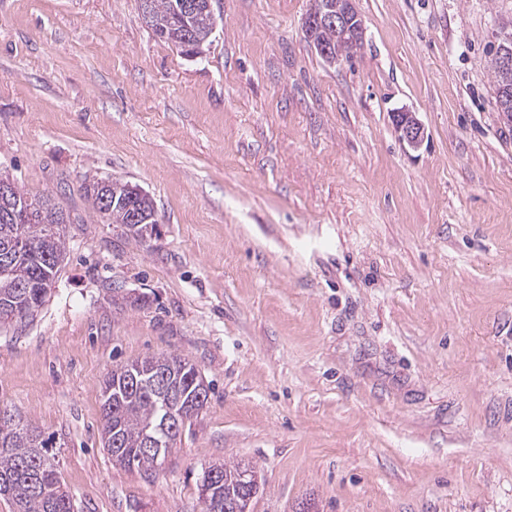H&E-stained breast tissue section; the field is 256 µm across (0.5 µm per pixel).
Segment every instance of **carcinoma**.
<instances>
[{
    "instance_id": "obj_1",
    "label": "carcinoma",
    "mask_w": 512,
    "mask_h": 512,
    "mask_svg": "<svg viewBox=\"0 0 512 512\" xmlns=\"http://www.w3.org/2000/svg\"><path fill=\"white\" fill-rule=\"evenodd\" d=\"M182 0H142L143 10L164 21L153 32L174 46L185 49L183 38L209 39L212 22L209 14L197 13L182 17L178 8ZM490 74L495 92L503 84L499 66V46L489 45ZM112 199L111 209H102V197ZM87 197L95 213L107 224L123 226L135 241H142L155 230V208L147 199L127 183L118 180H100L89 185ZM39 206L34 218L24 224V242L14 249L15 224L0 220V324L21 322L33 316L43 305L47 290L39 284L56 277L58 267L54 259L66 252L65 224L68 219L63 210L49 197L36 201ZM140 213L144 223L129 221L130 212ZM144 366H180L184 358L178 355H160L140 360ZM127 372L120 365L104 380L102 390V443L112 460L125 467L152 470L158 462L141 452L147 438L156 447H166V413L152 390L139 386L114 394L116 383L126 379ZM183 391L193 394L199 390L208 393L203 376L182 375L179 380ZM48 440L30 429L13 414L0 410V484L10 481L21 489L28 479L34 478L40 486L52 488L56 499H48L43 491L22 492L12 498L16 512H73L70 495L60 484L54 465L46 456Z\"/></svg>"
}]
</instances>
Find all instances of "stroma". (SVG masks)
<instances>
[{
	"label": "stroma",
	"mask_w": 512,
	"mask_h": 512,
	"mask_svg": "<svg viewBox=\"0 0 512 512\" xmlns=\"http://www.w3.org/2000/svg\"><path fill=\"white\" fill-rule=\"evenodd\" d=\"M312 0H212L197 56L140 0H0V174L70 217L32 320L0 324V408L52 443L75 512H203L215 462L250 512H512V124L487 46L512 0H354L325 62ZM416 112L418 150L392 114ZM143 189L146 242L95 179ZM209 386L162 466L101 442L112 368ZM325 27L317 34V39L336 49V37L343 42L353 46L360 43L358 35L364 37V24L356 11L353 1L348 0L343 12L335 13L325 5V2L318 1L307 14L303 30L306 36H311L316 28ZM336 28L335 29H333ZM87 197L91 202V207L95 213L107 224H121L134 241H143L151 236L155 230L156 219L153 218L155 208L151 198L147 199L139 194L133 195V190L128 183L118 180H100L93 182L87 187ZM108 195L112 199L110 210L104 211L110 205L111 199L103 196ZM139 212L143 224H131L129 221L131 211ZM150 226V232L147 228ZM146 231V237L144 235ZM241 463L236 464H220L219 466L207 467L206 472L209 473V476L213 482V486L208 489L203 497L207 501V504L211 505V510L218 512L219 508L224 505V510L226 512H246L248 511V505L250 500L253 498L254 493L257 489V485H255L254 480H250L247 478L250 475L249 471L240 470L234 476V481L238 486V491L236 495H230L225 497L221 503H219V497L215 498L212 496L213 490L215 488L214 481L218 474L222 472V477L224 479V473L232 472L240 468ZM206 472L203 476V480L205 479ZM202 480V482H203ZM213 507L215 509H213Z\"/></svg>",
	"instance_id": "stroma-1"
}]
</instances>
